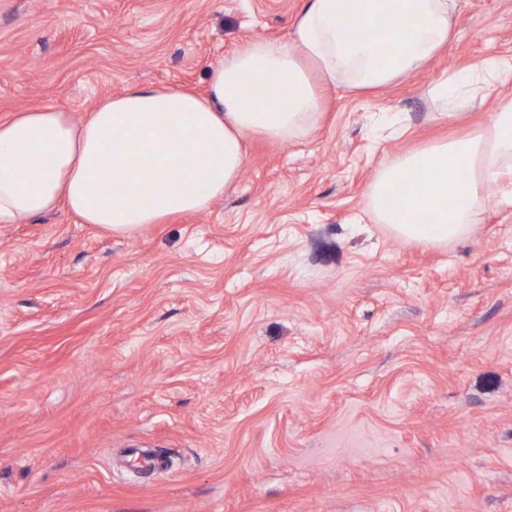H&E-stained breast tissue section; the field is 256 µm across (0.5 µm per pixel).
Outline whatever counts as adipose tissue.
Instances as JSON below:
<instances>
[{
  "mask_svg": "<svg viewBox=\"0 0 512 512\" xmlns=\"http://www.w3.org/2000/svg\"><path fill=\"white\" fill-rule=\"evenodd\" d=\"M459 0H306L284 43L253 42L220 60L208 92L137 86L74 120L52 108L0 120V223L22 224L66 205L82 223L131 234L197 213L223 196L244 165L245 135L277 144L306 137L324 112L317 81L387 88L423 70L447 46ZM482 59L431 89L441 118L461 119ZM512 165V95L486 126L394 159L370 186L368 206L396 237L441 246L468 232ZM441 181L450 198L423 188Z\"/></svg>",
  "mask_w": 512,
  "mask_h": 512,
  "instance_id": "1",
  "label": "adipose tissue"
}]
</instances>
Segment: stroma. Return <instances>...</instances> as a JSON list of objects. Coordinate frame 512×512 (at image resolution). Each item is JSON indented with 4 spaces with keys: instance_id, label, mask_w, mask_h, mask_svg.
I'll use <instances>...</instances> for the list:
<instances>
[{
    "instance_id": "35a3bbf8",
    "label": "stroma",
    "mask_w": 512,
    "mask_h": 512,
    "mask_svg": "<svg viewBox=\"0 0 512 512\" xmlns=\"http://www.w3.org/2000/svg\"><path fill=\"white\" fill-rule=\"evenodd\" d=\"M305 0H0V118H83L137 85L203 94ZM512 57V0H461L422 71L327 83L305 140H247L199 213L130 236L66 207L0 224V512H512V204L442 247L373 219L384 160L446 72Z\"/></svg>"
}]
</instances>
